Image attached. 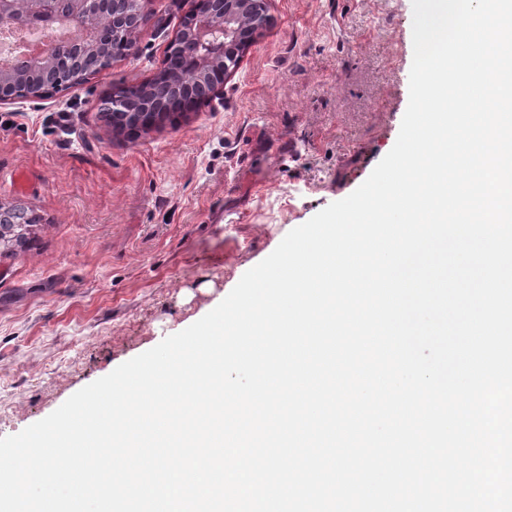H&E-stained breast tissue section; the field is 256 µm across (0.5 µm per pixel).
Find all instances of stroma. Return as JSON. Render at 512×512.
Masks as SVG:
<instances>
[{"label":"stroma","instance_id":"1","mask_svg":"<svg viewBox=\"0 0 512 512\" xmlns=\"http://www.w3.org/2000/svg\"><path fill=\"white\" fill-rule=\"evenodd\" d=\"M198 0H145L132 53L0 105V437L214 309L285 235L356 190L409 102L412 0H271L221 93L136 136L105 96L154 78ZM0 222H10L15 224H8L7 226L3 227L2 229L6 231V233L1 235V238L3 237L2 241L0 239V247L3 246V249L6 251H14L12 248L15 245H20V238H14L13 234H9L7 231L12 229L14 225L18 224V227L21 228L22 225L25 222L29 221L30 218L28 217L27 213H24L23 210L17 208V207H10V206H4L0 204ZM15 241V243H14Z\"/></svg>","mask_w":512,"mask_h":512}]
</instances>
